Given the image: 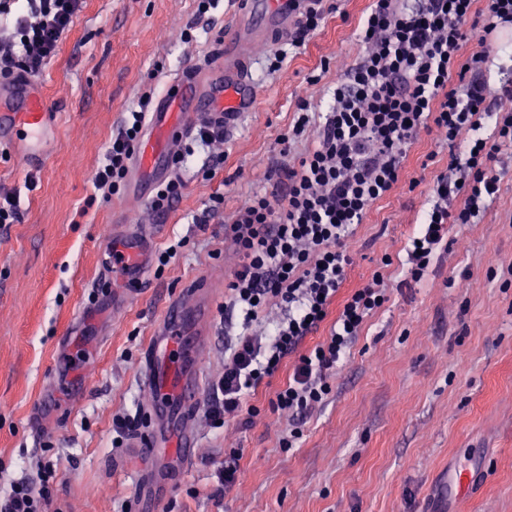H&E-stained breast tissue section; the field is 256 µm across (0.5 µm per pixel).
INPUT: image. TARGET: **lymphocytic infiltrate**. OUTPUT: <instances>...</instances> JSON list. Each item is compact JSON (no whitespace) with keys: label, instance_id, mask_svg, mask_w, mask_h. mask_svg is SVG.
Segmentation results:
<instances>
[{"label":"lymphocytic infiltrate","instance_id":"obj_1","mask_svg":"<svg viewBox=\"0 0 512 512\" xmlns=\"http://www.w3.org/2000/svg\"><path fill=\"white\" fill-rule=\"evenodd\" d=\"M83 0H0V16L17 13V27L0 39V75L39 76L82 9ZM360 39L363 53L336 72L321 115L300 101L288 133L309 139L293 162L269 170L276 191L242 199L228 219L227 237L240 255L228 304L242 316L224 348V372L201 396L215 427L246 425L256 416L247 400L293 358L288 382L271 402L298 424L321 406L367 318L388 300L381 275L344 290L360 250L357 228L371 206L402 180L404 161L421 132L448 148V166L433 178L432 199L408 252L420 281L452 224H469L492 203L500 177L493 164L512 144V80L489 85L491 55L512 57V0H370ZM481 48L464 54L470 40ZM148 101L124 113L118 134L90 175L96 190L117 193L140 141ZM490 136H481L484 127ZM287 304L272 327L252 324L267 307ZM329 336L303 343L327 319ZM55 466L11 484L0 512H47Z\"/></svg>","mask_w":512,"mask_h":512}]
</instances>
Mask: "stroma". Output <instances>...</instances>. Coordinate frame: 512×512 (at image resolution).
I'll return each instance as SVG.
<instances>
[{"label":"stroma","mask_w":512,"mask_h":512,"mask_svg":"<svg viewBox=\"0 0 512 512\" xmlns=\"http://www.w3.org/2000/svg\"><path fill=\"white\" fill-rule=\"evenodd\" d=\"M369 0H339L304 45L270 70L276 49L253 64L258 92L236 132L208 148L182 145L181 199L161 214L133 302L112 306L116 279H106L102 252L115 224L148 223L147 207L113 194L97 197L88 174L139 98H158L183 70L207 62L233 22L230 0L198 13L196 0H85L39 82L60 115L42 165L0 153V189L38 180L18 223L0 227V495L12 481L52 460L56 479L48 512H127L134 479L149 462L113 447L115 416L141 412L143 352L169 297L201 276L230 280L239 255L225 226L193 224L213 196L225 213L256 192L275 190L269 169L281 161L282 135L308 80L330 85L337 66L361 51ZM190 27L199 40L167 34ZM497 198L471 224L448 227L418 282L407 274V250L433 177L448 150L420 135L405 161L406 183L372 205L358 229L360 256L347 288L382 274L389 300L366 323L331 392L285 447L287 417L269 401L286 384L280 370L249 399L259 411L249 427L218 429L197 414L199 454L190 469L171 462L167 493L156 512H512V145ZM211 177H204V170ZM418 179L409 187V179ZM466 249H457L456 239ZM185 245L165 268L156 254ZM391 266L380 267L382 256ZM237 311L217 312L203 352L205 381L224 370V340L239 331ZM91 348L89 365L66 370L73 350ZM52 396L45 413L37 407ZM39 429H32V417ZM242 452L240 493L215 497L224 434ZM470 468L476 482L464 502L447 492V475Z\"/></svg>","instance_id":"1"}]
</instances>
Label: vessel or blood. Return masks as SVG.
I'll list each match as a JSON object with an SVG mask.
<instances>
[{
	"mask_svg": "<svg viewBox=\"0 0 512 512\" xmlns=\"http://www.w3.org/2000/svg\"><path fill=\"white\" fill-rule=\"evenodd\" d=\"M302 0H237V17L213 60L176 77L150 113L151 135L139 143L127 182L129 195L148 198L149 183L171 174L177 147L198 126L211 124L232 131L241 113L250 111L257 84L249 67L257 47H272L292 33ZM56 115L49 111L41 85L31 79L0 81V147L27 161L42 159L49 127ZM147 233L122 237L120 259H107L110 273L136 283L144 265ZM224 284L203 280L170 302L148 346L140 372L147 395V431L129 443L130 453L154 460L152 481L165 473L159 459L178 454L183 466H192L198 448L193 420L204 378L202 354L211 334L216 306Z\"/></svg>",
	"mask_w": 512,
	"mask_h": 512,
	"instance_id": "obj_1",
	"label": "vessel or blood"
}]
</instances>
